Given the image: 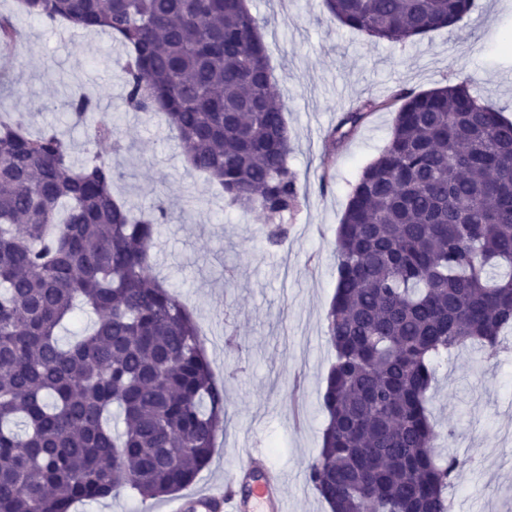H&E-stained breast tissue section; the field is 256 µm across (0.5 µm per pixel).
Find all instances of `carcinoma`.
<instances>
[{
  "label": "carcinoma",
  "instance_id": "carcinoma-1",
  "mask_svg": "<svg viewBox=\"0 0 512 512\" xmlns=\"http://www.w3.org/2000/svg\"><path fill=\"white\" fill-rule=\"evenodd\" d=\"M377 40L452 27L474 0H323ZM48 26L97 30L125 48L126 112L161 118L188 162L233 204L271 218L297 208L292 140L271 84L263 24L237 0H21ZM0 14V65L20 43ZM397 102L391 137L361 172L336 232L335 350L327 415L308 480L330 512H451L459 460L435 454L427 404L434 360L512 327V121L471 80L402 88L342 113L352 137ZM83 123L88 93L67 101ZM80 161L54 124L32 135L0 117V512H71L129 490L158 500L191 485L224 427L193 314L149 273L164 202L112 193L122 142L91 126ZM92 330L63 343L78 306ZM122 432L112 431V407Z\"/></svg>",
  "mask_w": 512,
  "mask_h": 512
}]
</instances>
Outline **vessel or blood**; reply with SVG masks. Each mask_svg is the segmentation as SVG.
Listing matches in <instances>:
<instances>
[{"instance_id": "obj_1", "label": "vessel or blood", "mask_w": 512, "mask_h": 512, "mask_svg": "<svg viewBox=\"0 0 512 512\" xmlns=\"http://www.w3.org/2000/svg\"><path fill=\"white\" fill-rule=\"evenodd\" d=\"M285 481L281 472L260 454H249L236 470L224 491L189 495L176 512H209L220 505L222 512H285Z\"/></svg>"}]
</instances>
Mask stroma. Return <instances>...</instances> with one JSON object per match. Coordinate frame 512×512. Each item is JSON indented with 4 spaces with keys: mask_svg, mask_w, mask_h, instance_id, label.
Instances as JSON below:
<instances>
[{
    "mask_svg": "<svg viewBox=\"0 0 512 512\" xmlns=\"http://www.w3.org/2000/svg\"><path fill=\"white\" fill-rule=\"evenodd\" d=\"M248 5L264 22L292 135L288 165L300 206L284 245L269 242L264 213L225 203L186 162L164 121L116 112L124 50L103 32L47 28L22 14L18 0H0V14L15 16L22 34L0 111L23 115L33 132L58 123L80 159L89 129L68 120L65 102L78 89L95 96L99 118L117 120L124 145L112 158L124 174L116 196L164 201L170 219L150 272L193 313L224 386V432L194 490L223 486L246 453L260 451L285 477L288 512H329L308 468L321 447L320 400L335 360L326 312L336 286V229L360 171L387 144L396 110L373 113L344 143L332 144L328 133L362 100L466 79L512 120V0H475L455 27L406 41L350 30L322 0ZM428 409L441 445L463 462L448 490L453 512H512V350L491 361L476 349L438 359Z\"/></svg>",
    "mask_w": 512,
    "mask_h": 512,
    "instance_id": "obj_1",
    "label": "stroma"
}]
</instances>
